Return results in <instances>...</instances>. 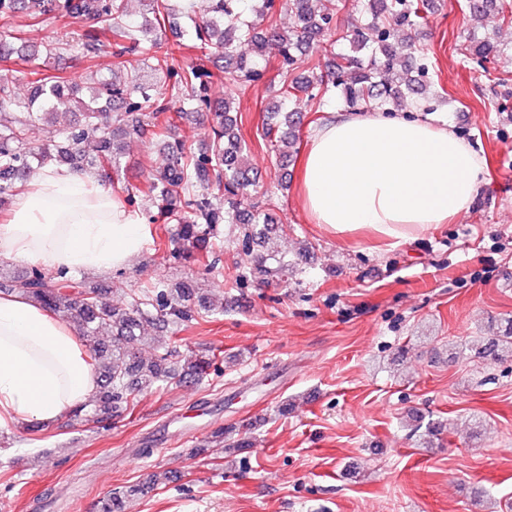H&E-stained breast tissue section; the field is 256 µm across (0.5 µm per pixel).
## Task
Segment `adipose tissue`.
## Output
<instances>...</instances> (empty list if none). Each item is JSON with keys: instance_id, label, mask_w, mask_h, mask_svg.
Instances as JSON below:
<instances>
[{"instance_id": "ef3b65f1", "label": "adipose tissue", "mask_w": 512, "mask_h": 512, "mask_svg": "<svg viewBox=\"0 0 512 512\" xmlns=\"http://www.w3.org/2000/svg\"><path fill=\"white\" fill-rule=\"evenodd\" d=\"M484 176L448 128L424 120L332 114L302 163L303 203L339 237L393 244L453 220ZM139 218L92 178L53 169L17 196L0 256L109 273L143 250ZM97 375L72 327L19 296H0V426L50 424L85 403Z\"/></svg>"}]
</instances>
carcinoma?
Wrapping results in <instances>:
<instances>
[{
  "instance_id": "1",
  "label": "carcinoma",
  "mask_w": 512,
  "mask_h": 512,
  "mask_svg": "<svg viewBox=\"0 0 512 512\" xmlns=\"http://www.w3.org/2000/svg\"><path fill=\"white\" fill-rule=\"evenodd\" d=\"M467 3L476 15L494 10L503 23L512 24L509 0ZM140 4L142 10L132 13L127 0H0L3 16L21 12L31 20L52 15L105 24L113 58L111 76L89 71L92 96L87 102L81 98V83L62 76L31 79L24 98L9 83H0V209L12 205L34 162L119 179L121 141L132 131L148 134L162 144L165 164L149 175L145 188L122 184L120 192L129 206L155 208L176 221L173 262L193 263L204 274L213 273L224 247L219 227L233 224L237 245L250 257L237 269L235 284L265 286L274 277L288 281L296 265L280 260L273 269L268 265L271 256L260 251L281 225L270 206L249 201L248 190L258 186L261 172L231 116L237 97L263 78L270 58L278 60L265 111L279 120L268 119L256 130L277 164L292 161L298 153L304 113L294 104L300 100L319 106L339 96L349 112H400L431 84L429 58L415 47L412 31L427 20L433 0H357L345 53L336 52V43H326V36L346 0H204L199 8L192 0L186 7L188 32L200 47L224 60L215 72L181 63L162 50L158 37L146 39L166 27L174 11L171 0ZM283 10L292 18L286 29L278 25ZM102 47L96 35L86 33L61 38L46 53L60 48L94 59ZM461 51L481 67L499 53V45L490 38L471 37ZM139 52L148 58L144 70L128 67L127 56ZM175 109L209 114L211 137L205 150L197 152L174 137L168 113ZM73 111L78 112L77 121L57 126L59 114ZM37 124L52 129V136L34 147L30 135ZM7 291L23 294L67 323H80V339L99 370L94 399L74 412L88 425L108 421L149 387L198 383L215 365L214 353L184 361L172 344L159 348L149 361L139 356L146 326L162 323L181 330L224 312L197 295L191 280L173 288L160 280L135 293L127 305L114 306L102 303L100 290L74 281L65 270L32 266L10 277ZM104 328L112 331L107 344L99 340ZM470 349L493 361L511 358L512 320L495 335L471 341ZM98 512H124L123 496L105 495Z\"/></svg>"
}]
</instances>
